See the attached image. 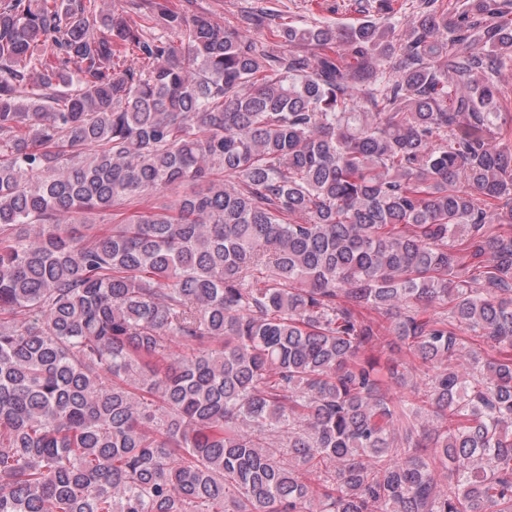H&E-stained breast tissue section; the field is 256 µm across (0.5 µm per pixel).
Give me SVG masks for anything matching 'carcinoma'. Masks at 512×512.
<instances>
[{"label":"carcinoma","mask_w":512,"mask_h":512,"mask_svg":"<svg viewBox=\"0 0 512 512\" xmlns=\"http://www.w3.org/2000/svg\"><path fill=\"white\" fill-rule=\"evenodd\" d=\"M365 2L0 0V512H512V0ZM172 8L207 14L219 26L240 25L241 13L250 7L279 9L299 25H350L365 18L354 0H169Z\"/></svg>","instance_id":"carcinoma-1"}]
</instances>
